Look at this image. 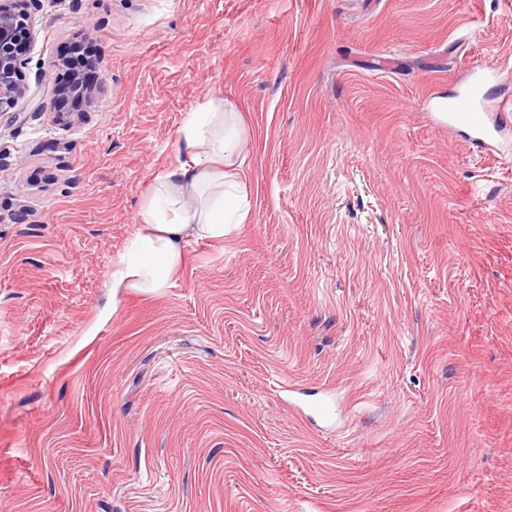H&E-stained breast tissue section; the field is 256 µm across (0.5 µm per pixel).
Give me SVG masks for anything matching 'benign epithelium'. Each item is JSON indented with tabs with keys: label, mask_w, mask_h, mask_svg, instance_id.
Instances as JSON below:
<instances>
[{
	"label": "benign epithelium",
	"mask_w": 512,
	"mask_h": 512,
	"mask_svg": "<svg viewBox=\"0 0 512 512\" xmlns=\"http://www.w3.org/2000/svg\"><path fill=\"white\" fill-rule=\"evenodd\" d=\"M14 2L0 0V112L14 109L27 93L20 68L31 50L33 30L29 15ZM94 90L95 86L85 84L82 72L73 71L57 92L62 97L77 93L90 100Z\"/></svg>",
	"instance_id": "1"
}]
</instances>
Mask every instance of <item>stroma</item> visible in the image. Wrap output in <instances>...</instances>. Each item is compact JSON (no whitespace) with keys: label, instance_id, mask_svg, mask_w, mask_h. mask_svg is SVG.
<instances>
[{"label":"stroma","instance_id":"stroma-1","mask_svg":"<svg viewBox=\"0 0 512 512\" xmlns=\"http://www.w3.org/2000/svg\"><path fill=\"white\" fill-rule=\"evenodd\" d=\"M0 112V512H512V0H25ZM102 77L58 107L51 61ZM226 100L250 216L113 295L180 130ZM295 384L329 421L283 399ZM15 1H0V112H9L25 98L20 68L33 44L29 15ZM486 70L473 72L464 87L448 103L447 114L448 129L459 126L465 127L468 132V143L477 150H492L496 147L502 118L509 117L508 111L512 109L510 95L501 94L497 101L498 110L493 120L487 112L485 85L488 80Z\"/></svg>","mask_w":512,"mask_h":512}]
</instances>
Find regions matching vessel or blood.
Masks as SVG:
<instances>
[{
	"mask_svg": "<svg viewBox=\"0 0 512 512\" xmlns=\"http://www.w3.org/2000/svg\"><path fill=\"white\" fill-rule=\"evenodd\" d=\"M486 71L473 72L464 87L447 107L449 128L465 127L470 146L479 150L495 148L500 135V120L491 118L486 105Z\"/></svg>",
	"mask_w": 512,
	"mask_h": 512,
	"instance_id": "1",
	"label": "vessel or blood"
}]
</instances>
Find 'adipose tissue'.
I'll list each match as a JSON object with an SVG mask.
<instances>
[{"mask_svg": "<svg viewBox=\"0 0 512 512\" xmlns=\"http://www.w3.org/2000/svg\"><path fill=\"white\" fill-rule=\"evenodd\" d=\"M180 134L183 158L155 178L139 214L141 227L113 263V294L170 287L188 240L223 238L249 217L237 161L244 129L233 107L204 104L189 115Z\"/></svg>", "mask_w": 512, "mask_h": 512, "instance_id": "1", "label": "adipose tissue"}]
</instances>
